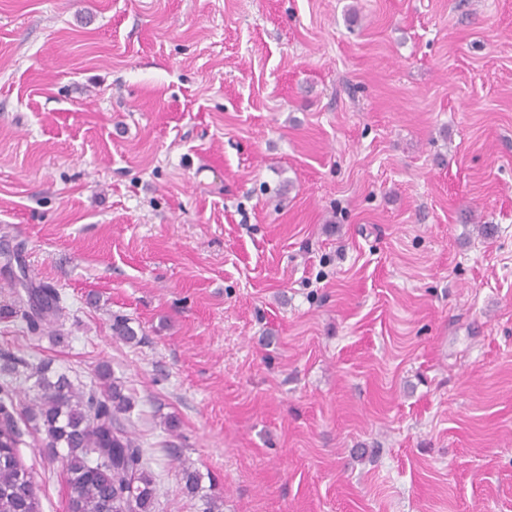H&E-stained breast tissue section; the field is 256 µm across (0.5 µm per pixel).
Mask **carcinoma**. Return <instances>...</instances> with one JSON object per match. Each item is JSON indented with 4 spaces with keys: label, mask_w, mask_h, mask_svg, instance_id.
Instances as JSON below:
<instances>
[{
    "label": "carcinoma",
    "mask_w": 512,
    "mask_h": 512,
    "mask_svg": "<svg viewBox=\"0 0 512 512\" xmlns=\"http://www.w3.org/2000/svg\"><path fill=\"white\" fill-rule=\"evenodd\" d=\"M16 294L27 328L40 329L59 309L55 288L44 284ZM113 334L127 342L137 333L127 320L116 318ZM98 385L77 391L64 375L51 378L48 369L35 367L37 396L30 417L45 432L52 452L62 448L66 481L71 489L67 512H153L156 488L142 459V450L117 427V415L132 408L131 398L110 381L108 366L97 372ZM12 389L0 384V512H42L39 488L20 458L23 433L14 418Z\"/></svg>",
    "instance_id": "carcinoma-1"
}]
</instances>
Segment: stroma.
<instances>
[{"label": "stroma", "mask_w": 512, "mask_h": 512, "mask_svg": "<svg viewBox=\"0 0 512 512\" xmlns=\"http://www.w3.org/2000/svg\"><path fill=\"white\" fill-rule=\"evenodd\" d=\"M4 251L156 512H512V0H0ZM20 284L22 288L26 289L27 299H24L17 292L13 305L18 306L19 310H22L27 328L37 331L49 315L59 309L60 298L58 292L49 284H43L38 288L31 289L23 281Z\"/></svg>", "instance_id": "1"}]
</instances>
